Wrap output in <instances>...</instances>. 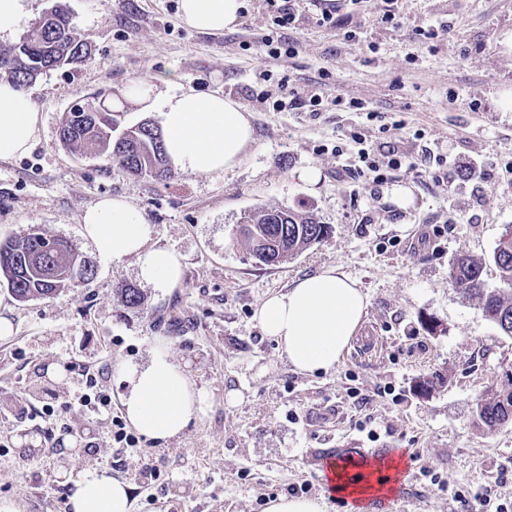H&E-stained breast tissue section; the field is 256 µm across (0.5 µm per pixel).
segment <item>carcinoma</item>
I'll return each instance as SVG.
<instances>
[{
	"label": "carcinoma",
	"instance_id": "1",
	"mask_svg": "<svg viewBox=\"0 0 512 512\" xmlns=\"http://www.w3.org/2000/svg\"><path fill=\"white\" fill-rule=\"evenodd\" d=\"M57 31L67 35L66 41L51 29L44 30L37 42L24 34L18 43L0 51V70L9 73L20 87H29L50 71L51 58L68 52L72 44L87 46L73 34L71 18L60 2L53 6ZM103 112H86L73 106L63 113L59 138L69 148L91 146L115 160L118 169L132 177L164 181L172 171L164 151L163 139L155 137V126L145 122L127 129L112 139V106L104 103ZM241 234L250 254L266 265L280 263L330 234L326 224L291 209H261L243 217ZM51 248L56 273L45 278L40 271L27 266L32 253ZM499 287L490 288L484 278L486 260L472 256L456 258L449 270V280L464 296L475 299L482 311L505 335L512 336V225L502 231L490 257ZM13 269L9 290L19 302L51 299L71 284L94 275V264L78 254L60 238L47 236L39 226L28 227L20 238L0 241V265ZM473 417L476 424L490 430L512 424V390H490L475 399Z\"/></svg>",
	"mask_w": 512,
	"mask_h": 512
}]
</instances>
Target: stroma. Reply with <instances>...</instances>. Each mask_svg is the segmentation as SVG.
<instances>
[{
  "label": "stroma",
  "instance_id": "stroma-1",
  "mask_svg": "<svg viewBox=\"0 0 512 512\" xmlns=\"http://www.w3.org/2000/svg\"><path fill=\"white\" fill-rule=\"evenodd\" d=\"M88 60L43 74L24 93L40 115L27 154L0 161V241L40 225L96 267L91 279L53 299L17 302L0 283V501L19 512H72L61 467L105 468L132 487L134 512H265L269 499L311 483L326 512H348L327 494L328 460L357 473L363 453L413 471L396 500L370 512H462L486 492L479 512H512V425L488 431L473 419L476 398L512 386V337L448 282L457 256L490 257L512 224V0H337L335 23H320L313 0H293L297 24L273 22L267 0H245L238 26L216 34L184 26L179 0H65ZM435 38H426V31ZM283 36L292 56L269 57L265 35ZM140 80L169 91L218 92L245 109L255 142L220 175L173 170L152 182L112 171L109 160L64 147V112L93 94ZM323 97L320 112H279V82ZM374 109L343 112L335 98ZM396 140L425 166L351 178L339 138L361 132ZM444 156L478 159L482 173L435 177ZM318 168L315 186L296 173ZM409 190L399 206L392 190ZM123 197L151 226L150 245L176 251L183 279L171 292L141 285L134 257L109 259L83 235L80 216L101 198ZM291 208L331 234L278 265L258 262L239 233L245 213ZM330 266L356 279L369 299L361 330L336 367L295 372L254 311L271 294ZM138 288L128 309L119 286ZM186 366L208 396L204 414L178 437L142 439L153 469L127 458L99 420L69 405L84 363L99 371L122 415L118 369L149 359L156 342ZM57 392L60 429L34 418L43 387ZM237 393L228 401V393ZM475 500V499H474Z\"/></svg>",
  "mask_w": 512,
  "mask_h": 512
}]
</instances>
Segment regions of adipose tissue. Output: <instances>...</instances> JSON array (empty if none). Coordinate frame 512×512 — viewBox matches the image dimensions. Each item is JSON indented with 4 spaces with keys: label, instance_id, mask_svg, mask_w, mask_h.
<instances>
[{
    "label": "adipose tissue",
    "instance_id": "ef3b65f1",
    "mask_svg": "<svg viewBox=\"0 0 512 512\" xmlns=\"http://www.w3.org/2000/svg\"><path fill=\"white\" fill-rule=\"evenodd\" d=\"M244 0H179V18L205 33L234 29ZM169 162L183 171L206 174L232 168L254 141L246 112L223 96L185 91L159 106ZM39 117L29 97L14 84L0 81V160L28 153L38 138ZM84 235L107 257L136 259L140 280L167 292L180 285V255L149 246V224L142 212L121 197H106L87 208ZM368 297L340 268L327 267L273 294L255 310L265 335L275 339L298 373L333 368L357 336ZM121 403L130 423L145 437H177L204 409V396L189 374L156 348L143 365L123 367ZM73 512H132L130 486L107 471L89 470L74 481Z\"/></svg>",
    "mask_w": 512,
    "mask_h": 512
}]
</instances>
